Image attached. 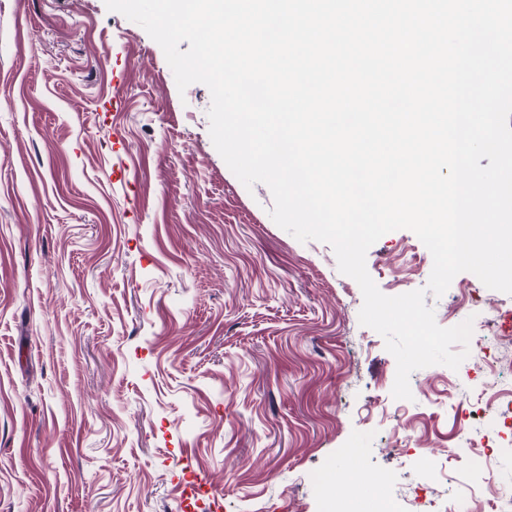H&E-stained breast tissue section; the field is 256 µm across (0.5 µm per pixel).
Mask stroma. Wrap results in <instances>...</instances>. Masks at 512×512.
Wrapping results in <instances>:
<instances>
[{"mask_svg": "<svg viewBox=\"0 0 512 512\" xmlns=\"http://www.w3.org/2000/svg\"><path fill=\"white\" fill-rule=\"evenodd\" d=\"M209 89L104 0H0V512H324L357 471L393 503L487 512L512 427L477 412L512 294L474 274L426 295L437 323L491 320L489 357L410 376L359 322L329 244L299 242L209 134ZM366 267L389 296L433 261L409 230ZM493 451L460 490L458 443Z\"/></svg>", "mask_w": 512, "mask_h": 512, "instance_id": "stroma-1", "label": "stroma"}]
</instances>
